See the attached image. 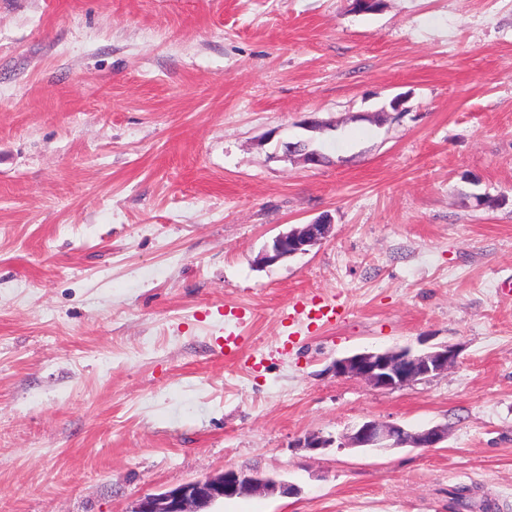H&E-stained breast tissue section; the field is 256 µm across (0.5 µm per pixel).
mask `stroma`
<instances>
[{
    "instance_id": "35a3bbf8",
    "label": "stroma",
    "mask_w": 512,
    "mask_h": 512,
    "mask_svg": "<svg viewBox=\"0 0 512 512\" xmlns=\"http://www.w3.org/2000/svg\"><path fill=\"white\" fill-rule=\"evenodd\" d=\"M446 344L395 390L330 369ZM369 419L448 439L297 445ZM227 467L296 492L212 512H512V0H0V512ZM305 142H284V158L298 161L304 165L320 166L325 162V157L316 150L305 148ZM333 227V224L320 221L292 226L265 244L258 261L267 267L285 262L299 254H306L311 248L328 238Z\"/></svg>"
}]
</instances>
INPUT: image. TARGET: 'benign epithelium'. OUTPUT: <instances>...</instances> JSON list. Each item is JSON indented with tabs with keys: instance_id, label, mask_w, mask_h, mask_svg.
Instances as JSON below:
<instances>
[{
	"instance_id": "7a95c632",
	"label": "benign epithelium",
	"mask_w": 512,
	"mask_h": 512,
	"mask_svg": "<svg viewBox=\"0 0 512 512\" xmlns=\"http://www.w3.org/2000/svg\"><path fill=\"white\" fill-rule=\"evenodd\" d=\"M284 158L312 166L325 162L322 154L305 148L303 141L284 143ZM332 230L333 225L320 221L293 226L265 244L259 263L267 267L305 254L328 238ZM457 356L458 350L448 345L421 352L409 347L366 351L334 361L332 371L339 377L360 379L376 389L394 390L448 371ZM447 436L448 430L441 426L409 431L396 423L365 420L338 443L331 437L308 435L299 441V447L320 450L335 444L339 448H435ZM289 491L290 488L271 478L231 467L214 476L146 494L133 512H210V507L220 499Z\"/></svg>"
}]
</instances>
